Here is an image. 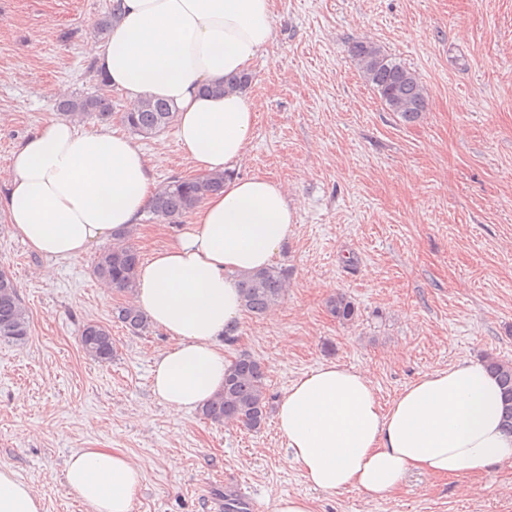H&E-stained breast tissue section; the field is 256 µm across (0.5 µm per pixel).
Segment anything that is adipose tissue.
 Wrapping results in <instances>:
<instances>
[{
  "mask_svg": "<svg viewBox=\"0 0 512 512\" xmlns=\"http://www.w3.org/2000/svg\"><path fill=\"white\" fill-rule=\"evenodd\" d=\"M111 36L88 56L128 102L174 105L177 139L194 169L223 173L243 155L255 109L242 91L206 86L246 72L274 36V0H118ZM0 211L34 252L69 259L138 224L154 192L152 165L118 129L42 124L14 151ZM296 212L288 190L263 175L225 180L170 247L142 263L134 292L149 320L175 340L151 370L153 394L184 412L224 384L219 340L239 321L241 274L269 265ZM500 386L464 360L424 375L382 406L366 370L328 363L298 377L276 408L290 461L313 488L378 498L412 471L461 477L512 459ZM144 474L111 448L74 455L65 480L94 512H132ZM0 512H42V499L0 468Z\"/></svg>",
  "mask_w": 512,
  "mask_h": 512,
  "instance_id": "ef3b65f1",
  "label": "adipose tissue"
}]
</instances>
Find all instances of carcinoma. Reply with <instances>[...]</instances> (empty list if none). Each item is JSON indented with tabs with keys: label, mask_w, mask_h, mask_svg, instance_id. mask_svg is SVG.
I'll use <instances>...</instances> for the list:
<instances>
[{
	"label": "carcinoma",
	"mask_w": 512,
	"mask_h": 512,
	"mask_svg": "<svg viewBox=\"0 0 512 512\" xmlns=\"http://www.w3.org/2000/svg\"><path fill=\"white\" fill-rule=\"evenodd\" d=\"M350 53L366 83L378 93L390 111L407 123L418 120L427 107V92L415 71L384 53L372 41L354 42ZM59 109L78 121L93 117L108 120L112 117L111 100L102 93L70 96L60 102ZM174 116L175 109L169 102L148 96L122 113L121 120L135 134L154 135L166 129ZM223 187L222 174L175 178L156 189L147 214L152 220L175 224L207 195ZM131 236L130 230L119 234L115 242L100 250L94 265L97 278L127 293L135 289L137 270L142 262L138 249L129 243ZM239 285L244 311L259 317L285 296L288 270L271 265L242 276ZM326 307L341 322L353 320L356 313L354 303L344 294L329 298ZM112 318L134 335L149 329L148 317L133 303L113 309ZM29 327L30 317L17 284L6 273L0 272V340L22 341L29 335ZM80 344L91 359L99 363L112 361V333L107 326L97 322L84 324ZM486 368L502 387L504 427L512 434V363L489 357ZM271 405L272 396L268 392L263 363L251 354L241 352L225 371L223 389L199 408V414L212 424L235 422L259 431L267 423Z\"/></svg>",
	"instance_id": "1"
}]
</instances>
